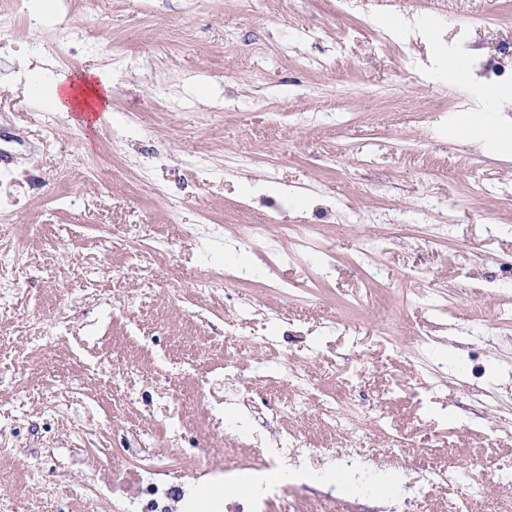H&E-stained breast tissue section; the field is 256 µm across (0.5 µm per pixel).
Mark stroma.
<instances>
[{
    "label": "stroma",
    "mask_w": 512,
    "mask_h": 512,
    "mask_svg": "<svg viewBox=\"0 0 512 512\" xmlns=\"http://www.w3.org/2000/svg\"><path fill=\"white\" fill-rule=\"evenodd\" d=\"M53 4L35 26L0 16L11 34L0 196L13 210L1 230L26 257L16 287L0 289V497L19 512H97L82 489L108 479L112 512H133L140 476L162 466L183 492L176 512H195L203 491L205 512H249L247 491L213 473L247 479L290 434L319 454L299 461L307 479L269 512H390L392 481L430 469L456 479L431 482L409 512H448L464 492L471 512H498L512 492V327L498 322L512 309V208L498 202L512 193V155L449 134L451 94L503 110L482 78L435 64L434 51L486 54L483 17L512 41V0H438L413 34L416 75L372 37L400 33L412 0H380L368 30L334 0ZM62 17L90 35L65 58ZM34 51L56 73H106L111 120L76 124L15 89ZM142 177L166 198L133 191ZM283 222L313 225L312 247L280 236ZM430 224L447 238L428 240ZM246 235L251 249H227ZM369 236L384 254L356 266ZM159 241L169 255L142 267L137 249ZM228 266L237 283L204 288ZM150 284L160 291L147 298ZM279 356L306 365L317 389L266 382ZM227 361L242 389L215 421L203 394H223ZM348 381L354 432L322 412ZM61 392L66 419L51 410ZM171 394L183 417L164 435L155 419ZM269 404L296 411L282 422ZM340 453L388 483L353 490ZM23 463L40 482L20 480ZM59 479L66 493L43 503V484Z\"/></svg>",
    "instance_id": "stroma-1"
}]
</instances>
